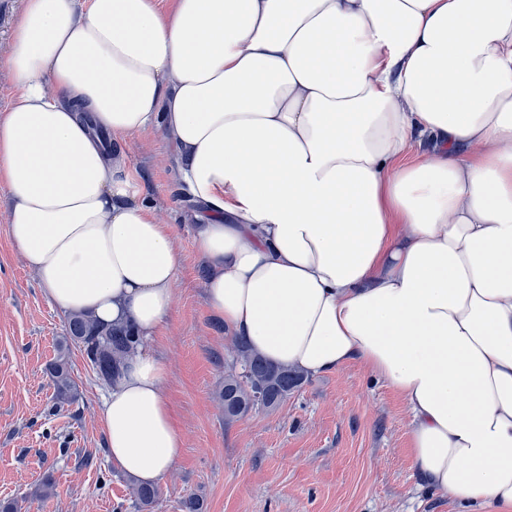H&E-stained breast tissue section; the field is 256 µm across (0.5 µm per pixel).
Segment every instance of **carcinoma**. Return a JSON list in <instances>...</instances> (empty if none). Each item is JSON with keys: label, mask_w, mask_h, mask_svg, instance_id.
I'll list each match as a JSON object with an SVG mask.
<instances>
[{"label": "carcinoma", "mask_w": 512, "mask_h": 512, "mask_svg": "<svg viewBox=\"0 0 512 512\" xmlns=\"http://www.w3.org/2000/svg\"><path fill=\"white\" fill-rule=\"evenodd\" d=\"M65 343L78 347L99 378L110 386L121 375L126 363L140 345V337L124 324H104L85 314L69 317ZM233 348L240 367L224 374L220 398L224 403V419L232 421L263 406L274 408L303 382V373L277 366L255 353L242 340L233 339ZM54 399L59 405L75 397L76 385L70 373L65 353H60L49 366ZM132 494L139 509L148 512L160 495L155 485L135 484Z\"/></svg>", "instance_id": "obj_1"}]
</instances>
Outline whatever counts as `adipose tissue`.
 Here are the masks:
<instances>
[{"label":"adipose tissue","instance_id":"adipose-tissue-1","mask_svg":"<svg viewBox=\"0 0 512 512\" xmlns=\"http://www.w3.org/2000/svg\"><path fill=\"white\" fill-rule=\"evenodd\" d=\"M0 113L8 231L64 313L157 336L171 225L110 145L174 144L208 306L269 362L366 365L419 478L512 512V0H24ZM438 153L402 157L413 134ZM143 352L101 419L153 484L183 441Z\"/></svg>","mask_w":512,"mask_h":512}]
</instances>
